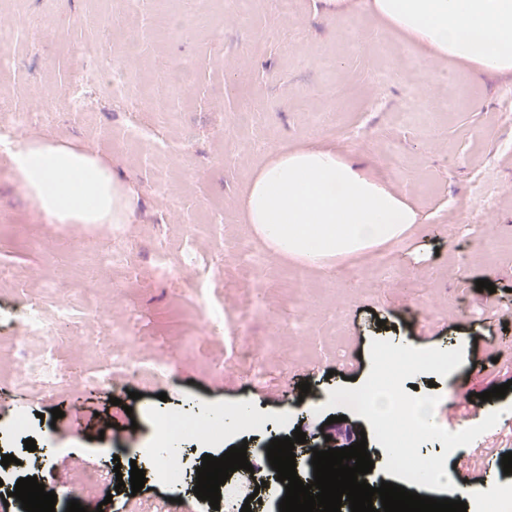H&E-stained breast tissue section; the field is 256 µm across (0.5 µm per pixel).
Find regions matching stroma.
I'll return each mask as SVG.
<instances>
[{"label":"stroma","instance_id":"35a3bbf8","mask_svg":"<svg viewBox=\"0 0 512 512\" xmlns=\"http://www.w3.org/2000/svg\"><path fill=\"white\" fill-rule=\"evenodd\" d=\"M160 5L143 0L115 27L107 21L110 0H0V22L17 23L25 14L44 20L39 30L19 27L0 67V96L59 112L36 142L85 152L123 174L131 208L123 236L147 245L166 240L172 267L189 258L198 272L195 296L183 297L176 275L156 279L149 252L131 258L136 276L154 282L133 300L134 333L149 341V355L174 357L169 375L117 373L98 389L53 378L37 386L16 383L9 367L20 353L35 360L53 349L72 371L88 375L107 366L98 342L110 334L113 314L103 304L125 296L95 276V260L115 246L112 225L54 223L21 189L8 155L0 154V265L9 270L0 279V453L16 459L0 470V512H22L12 495L18 479L37 477L63 505L77 468L105 471L116 461L126 471L144 470V487L135 493L102 480L85 494L87 512H213L190 490L189 473L203 455L218 457L240 444L261 463L249 484L267 483L252 512H277L279 488L263 462L265 444L307 426L308 450L296 457L301 472L310 449L323 443L328 415L370 430L364 417L319 408L344 378L364 382L375 339L463 348V364L446 378L419 374L403 388L435 386L436 422L448 424L449 405H458L457 432L500 412L498 423L467 446L448 453L434 441L419 448L424 457L446 454L452 478L458 460L469 461L488 491L468 499L467 512H482L485 499L503 491L499 466L512 452V390L472 404L463 397L477 367L485 370L482 390L512 381V252L493 246L512 238V127L501 106L512 71L480 73L457 60H431L387 28L368 0H297L289 17L270 0H168L164 5L184 26L180 32L155 28ZM131 34L142 37L134 108L114 103L111 90L93 81L89 110L68 114L71 46L92 40L116 55ZM182 65L191 70L190 86H168L169 71ZM302 147L336 150L358 173L405 198L416 222L390 242L320 268L272 261L259 282L253 266L225 251L224 238L239 237L251 252L265 253L246 222L248 182L277 151ZM391 149L403 158L394 175L384 167ZM486 182L498 185V198L490 211L472 215L474 195ZM43 234L53 237L52 251L32 247ZM480 279L492 282L493 291L477 290ZM57 286L74 291L64 325L52 306ZM32 301L42 305L44 331L24 324ZM179 304L251 313L252 336L289 350L293 368L274 358L264 376L254 378L237 361L236 338L225 334L216 344H199L203 323L176 317ZM294 316L301 317V329H287ZM304 381L310 384L305 394ZM134 391L139 399H131ZM56 407L63 416L55 420ZM242 407L266 421V429L186 439L178 445L181 479L155 477L160 414L221 415ZM21 415L30 418L23 434L13 430ZM27 437L35 451L26 450Z\"/></svg>","mask_w":512,"mask_h":512}]
</instances>
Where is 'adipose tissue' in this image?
I'll list each match as a JSON object with an SVG mask.
<instances>
[{"mask_svg": "<svg viewBox=\"0 0 512 512\" xmlns=\"http://www.w3.org/2000/svg\"><path fill=\"white\" fill-rule=\"evenodd\" d=\"M388 26L429 49L486 73L512 71V0H371ZM19 181L58 224H121L124 181L87 154L38 144L16 153ZM246 220L278 257L318 267L401 236L412 207L360 175L335 151H284L253 175Z\"/></svg>", "mask_w": 512, "mask_h": 512, "instance_id": "1", "label": "adipose tissue"}]
</instances>
